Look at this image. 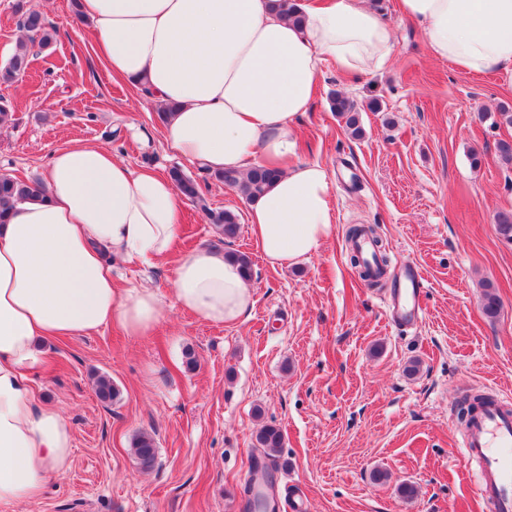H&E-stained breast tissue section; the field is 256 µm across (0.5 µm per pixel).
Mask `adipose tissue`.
<instances>
[{
	"instance_id": "1",
	"label": "adipose tissue",
	"mask_w": 512,
	"mask_h": 512,
	"mask_svg": "<svg viewBox=\"0 0 512 512\" xmlns=\"http://www.w3.org/2000/svg\"><path fill=\"white\" fill-rule=\"evenodd\" d=\"M429 54L474 75L512 71V0H398ZM301 23L271 0H79L84 33L114 77L148 88L169 111L170 147L211 171L278 166L281 176L249 206L256 247L271 267L309 259L331 236L330 178L317 163L289 164L298 119L323 63L344 72L383 69L390 29L367 0H297ZM45 198L16 203L0 225V512L37 498L68 471L73 430L57 406L37 402L29 374L44 364L39 340L113 323L151 335L163 301L122 286L113 259L166 257L182 197L168 176L133 171L96 143L52 153ZM172 300L231 326L254 306L238 262L202 249L173 269Z\"/></svg>"
}]
</instances>
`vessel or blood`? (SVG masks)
I'll use <instances>...</instances> for the list:
<instances>
[{
    "label": "vessel or blood",
    "mask_w": 512,
    "mask_h": 512,
    "mask_svg": "<svg viewBox=\"0 0 512 512\" xmlns=\"http://www.w3.org/2000/svg\"><path fill=\"white\" fill-rule=\"evenodd\" d=\"M403 278L393 313L411 322L422 312L424 278L412 265ZM459 446L464 462L477 467V489L489 512H512V402L500 398L477 409Z\"/></svg>",
    "instance_id": "1"
}]
</instances>
